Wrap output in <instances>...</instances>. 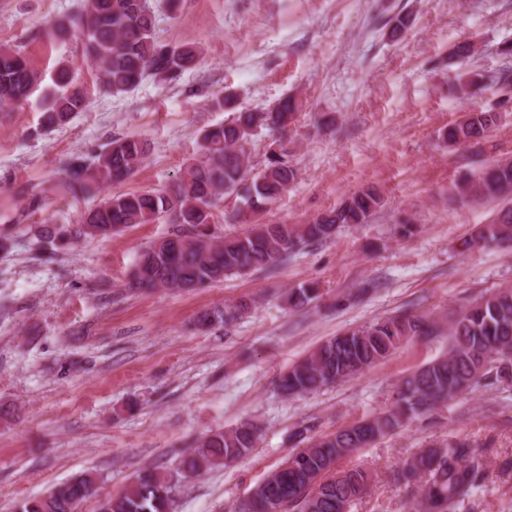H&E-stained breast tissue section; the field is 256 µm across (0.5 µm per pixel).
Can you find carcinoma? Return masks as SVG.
Masks as SVG:
<instances>
[{
	"label": "carcinoma",
	"mask_w": 512,
	"mask_h": 512,
	"mask_svg": "<svg viewBox=\"0 0 512 512\" xmlns=\"http://www.w3.org/2000/svg\"><path fill=\"white\" fill-rule=\"evenodd\" d=\"M411 20L399 11L387 24L391 36L401 35ZM78 34L86 57L99 73L106 94L127 93L145 78L167 83L196 65L199 50L191 44L159 41L147 4L131 0H83L78 12L57 25ZM472 44L453 46L449 64L458 66L453 91L464 104L460 117L441 134L448 147L460 150L479 145L496 126L508 105H476L472 99L493 81L512 86V68L494 78L470 66ZM40 75L21 53L0 45V111L26 100ZM57 91L44 104V124L63 126L87 107V91L74 83L69 69L56 74ZM218 108L236 113L230 121L203 131L197 157L187 163L166 190L117 192L81 217L80 234L107 238L136 224L164 219L175 230L151 243L137 256L131 284L140 290L180 288L194 290L232 273L274 268L303 247L333 238L345 226L368 224L384 206L374 185L346 195L334 208L304 224L259 222L296 181L288 141L269 144L260 168L250 164L248 145L263 131L284 132L295 123L303 103L283 97L268 111L240 110L234 95L217 99ZM148 153L145 140L127 136L113 139L92 158L75 156L66 164L62 189L78 198L106 185L127 181ZM512 194V160L487 165L463 194L496 200ZM234 198L224 212L226 224H249L243 234L217 237L210 231L213 210ZM491 244H512V206L500 209L487 224L464 240V250ZM318 298V289L303 283L289 290L288 305L303 309ZM242 304L204 312L203 328L229 325L241 316ZM448 336V352L407 374L396 387L392 402L378 414L358 420L334 433L316 435L301 424L294 439L302 444L267 474L241 504L240 512H350L367 492L373 474L360 467L339 471L337 461L372 446L403 427L481 387L512 381V284L450 313L448 319L422 315L412 309L381 318L324 341L285 371L279 390L291 397L317 391L365 372L391 356L404 342ZM258 427L245 420L235 428L217 429L203 437L171 470L143 467L121 492L98 499L97 512H170L181 480L244 459L255 447ZM485 449L468 440L446 448H423L393 474V481L415 496V512H456L484 485ZM97 473L86 471L55 486L47 494L25 499L19 512H75L94 497Z\"/></svg>",
	"instance_id": "1"
}]
</instances>
